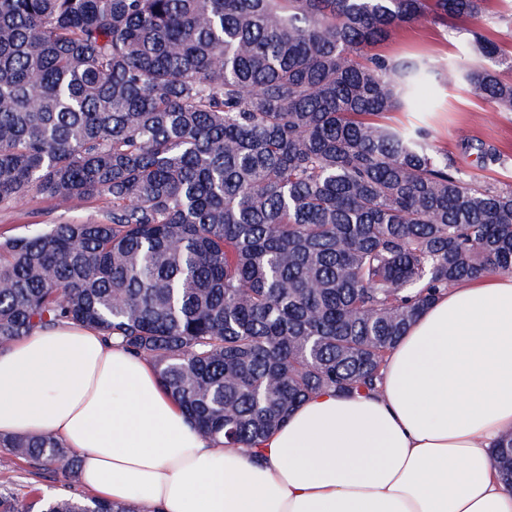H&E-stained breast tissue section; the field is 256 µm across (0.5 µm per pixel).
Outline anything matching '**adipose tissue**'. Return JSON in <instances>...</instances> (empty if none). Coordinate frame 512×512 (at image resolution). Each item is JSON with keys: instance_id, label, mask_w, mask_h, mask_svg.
Masks as SVG:
<instances>
[{"instance_id": "ef3b65f1", "label": "adipose tissue", "mask_w": 512, "mask_h": 512, "mask_svg": "<svg viewBox=\"0 0 512 512\" xmlns=\"http://www.w3.org/2000/svg\"><path fill=\"white\" fill-rule=\"evenodd\" d=\"M47 434L96 498L144 512H512L492 463L512 434V275L442 292L378 392L313 394L256 458L217 448L99 330H36L0 352V436Z\"/></svg>"}]
</instances>
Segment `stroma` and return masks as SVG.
<instances>
[{"label": "stroma", "mask_w": 512, "mask_h": 512, "mask_svg": "<svg viewBox=\"0 0 512 512\" xmlns=\"http://www.w3.org/2000/svg\"><path fill=\"white\" fill-rule=\"evenodd\" d=\"M468 35L430 23H417L399 31L387 41L382 51L394 58L423 57L440 74L437 93L428 107L411 112L397 110L385 114L384 121L401 125L415 121L431 132L436 146L464 169L473 180L512 188V112L494 111L475 96L466 79L475 59L467 43ZM481 140L495 145L504 155L501 165L483 166L475 156L465 153L464 142ZM109 198L74 199L65 204L43 198H28L0 207V239L44 230L54 224L84 221L109 209ZM38 487L48 495L86 497L81 484L69 483L58 466L16 461L9 469L0 468V490L24 496Z\"/></svg>", "instance_id": "1"}]
</instances>
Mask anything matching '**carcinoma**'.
Returning a JSON list of instances; mask_svg holds the SVG:
<instances>
[{
  "label": "carcinoma",
  "mask_w": 512,
  "mask_h": 512,
  "mask_svg": "<svg viewBox=\"0 0 512 512\" xmlns=\"http://www.w3.org/2000/svg\"><path fill=\"white\" fill-rule=\"evenodd\" d=\"M488 0H0V207L108 197L0 241V352L71 321L152 365L220 448L260 452L323 389L371 391L441 292L512 274V189L422 128L428 60L379 51ZM476 95L512 112V48L474 31ZM482 165L494 146H472ZM5 456L80 464L54 437ZM512 484V434L492 453ZM0 512H139L0 492Z\"/></svg>",
  "instance_id": "cac0c4a2"
}]
</instances>
